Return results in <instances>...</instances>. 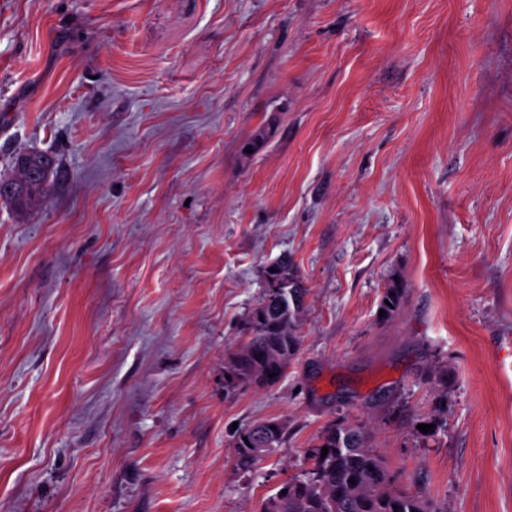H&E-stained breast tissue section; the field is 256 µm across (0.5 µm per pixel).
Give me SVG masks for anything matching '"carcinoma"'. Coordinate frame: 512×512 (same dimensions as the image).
<instances>
[{"label":"carcinoma","instance_id":"1","mask_svg":"<svg viewBox=\"0 0 512 512\" xmlns=\"http://www.w3.org/2000/svg\"><path fill=\"white\" fill-rule=\"evenodd\" d=\"M11 180L25 183L26 192L3 204L23 212L43 202L51 179L13 166ZM283 292L263 295L250 311L247 336L224 362V390L269 388L286 373L299 351L298 321L307 289L288 257L279 259ZM406 288L391 279L384 288L379 309L388 320L405 303ZM286 434L284 422L269 418L237 430L234 434L235 465L249 472L257 461L281 446ZM328 448L321 457L322 448ZM261 512H433L430 504L416 494L390 487L384 457L369 445L367 430L356 423L329 426L319 437L312 463L304 473L288 479L269 496Z\"/></svg>","mask_w":512,"mask_h":512}]
</instances>
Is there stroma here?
Returning <instances> with one entry per match:
<instances>
[{
    "label": "stroma",
    "instance_id": "obj_1",
    "mask_svg": "<svg viewBox=\"0 0 512 512\" xmlns=\"http://www.w3.org/2000/svg\"><path fill=\"white\" fill-rule=\"evenodd\" d=\"M33 150L48 197L0 205V512H259L340 422L437 512H512V0H0V177ZM284 255L300 351L225 395ZM406 288L399 279H391L386 288H384L379 303V311L384 310L385 315L382 320L391 319L399 312L405 303ZM385 300L389 301V305L385 304ZM271 426H276V429H271ZM285 434V424L277 418L265 419L237 430L234 434L237 469L250 472L265 453L281 446ZM244 437H247L248 443H245Z\"/></svg>",
    "mask_w": 512,
    "mask_h": 512
}]
</instances>
